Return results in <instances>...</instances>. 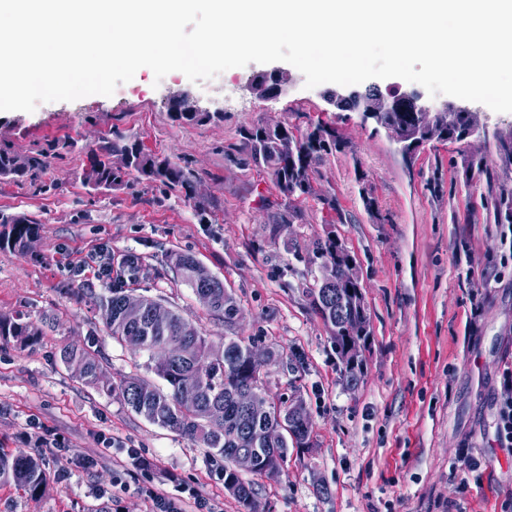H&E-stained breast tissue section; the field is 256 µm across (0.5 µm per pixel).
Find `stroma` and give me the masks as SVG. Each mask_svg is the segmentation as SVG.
<instances>
[{"instance_id":"obj_1","label":"stroma","mask_w":512,"mask_h":512,"mask_svg":"<svg viewBox=\"0 0 512 512\" xmlns=\"http://www.w3.org/2000/svg\"><path fill=\"white\" fill-rule=\"evenodd\" d=\"M279 68L289 92L269 100L250 85L264 67L229 69L221 86L202 87L170 73L156 87L151 70L131 81L138 96L119 103L102 95L0 111V146L51 153L37 181L0 180V212L36 220L30 247L0 249V316H22L42 334L32 344L0 338V448L40 452L45 493L28 499L0 486V512H147L144 484L175 493L194 489L220 512H243L224 490L221 465L204 448L148 423L100 386L85 384L60 359L64 346L102 353L106 375L153 379L146 353L113 339L94 296L135 255L134 294L159 300L194 322L213 344L243 336L299 354L297 369L268 366L263 383L274 400H302L314 446L288 452L285 471L258 476L259 512H501L512 497V451L494 440L492 393L512 357V259L500 241L495 204L512 188V113L471 103L482 125L472 144H427L405 162L385 133L364 127L353 110L325 100L329 84L309 89L289 63ZM185 93L217 112L203 124L173 117L171 97ZM298 127L332 124L342 144L316 165V196L284 224L271 176L248 166L244 128L266 119ZM120 129L152 153L189 163L202 176L211 215L195 200L129 175L112 190H92L80 173L88 147ZM378 202L368 213L361 192ZM335 197L329 211L322 196ZM356 258L370 316L365 377L348 389L332 339L306 297L308 260L327 224ZM192 255L223 280L240 308L234 324L203 308L167 257ZM89 268L81 276L71 269ZM63 439L65 451L27 439L31 420ZM112 438L113 448L97 437ZM154 462L142 473L126 448ZM481 463L461 473V454ZM97 461L70 469L69 455Z\"/></svg>"}]
</instances>
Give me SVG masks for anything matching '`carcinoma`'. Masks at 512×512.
I'll list each match as a JSON object with an SVG mask.
<instances>
[{
    "label": "carcinoma",
    "mask_w": 512,
    "mask_h": 512,
    "mask_svg": "<svg viewBox=\"0 0 512 512\" xmlns=\"http://www.w3.org/2000/svg\"><path fill=\"white\" fill-rule=\"evenodd\" d=\"M340 146L336 129L322 121L311 122L305 131L286 124L280 130H268L254 125L243 131L241 150L246 160L270 172L284 202L261 198L265 208L284 206L288 216H293L292 204L314 195L313 173L323 156ZM114 156L129 159L126 170L112 168ZM50 165L49 155L41 150L19 154L0 148V178L27 177L34 181ZM136 173L137 178L151 184L189 196L195 192L202 178L187 165H180L166 157H159L146 150L142 141L112 130V137H104L92 152L89 165L82 168V182L94 190L114 189L123 185L124 177ZM497 219L502 224L512 223V189H505L496 203ZM36 221L25 215L0 213V248L22 250L35 233ZM314 257L323 264L338 270L337 280L322 282L306 289L310 306L320 317L330 333L340 358L346 347L357 346L361 339H348L344 334L345 323L353 321L369 329L367 306H350L348 295L360 288L359 280H350L343 270L346 262L354 260L336 234L335 225L325 236L315 241ZM169 263L192 288L199 303L212 314L229 323L233 312L239 310L234 295L217 277L202 278L205 270L197 260L186 253H172ZM128 289L117 284L108 294L96 299L105 326L112 338L132 345L137 342L140 351L153 354L156 346L166 344L175 350L172 362L161 364L153 361L151 369L166 383L162 389L154 383L130 377L110 385L112 393L134 413L151 424L184 435L201 447L208 449L212 458L224 460V490L232 495L244 512H255L256 490L254 483L246 481L237 471L235 457L242 450L254 456L251 474L272 477L284 471L288 462V449L310 448V429L305 422L302 403L286 404L269 402L263 414H252L242 408L238 394L250 390L260 395L264 390L260 364L252 361L248 350L252 342L240 336H226L217 346L201 336L193 322L171 312L165 326H156L149 310L153 299L143 298L142 311L136 317L125 314L122 303ZM40 331L21 317H0V337H12L23 343H32ZM61 361L74 369L87 384L104 382L105 372L99 353L66 346L60 353ZM194 387L199 400L184 404L179 399L181 390ZM288 425L287 436L272 435L281 424ZM0 485L37 498L46 490V474L39 456L19 453L13 455L0 451Z\"/></svg>",
    "instance_id": "obj_1"
}]
</instances>
